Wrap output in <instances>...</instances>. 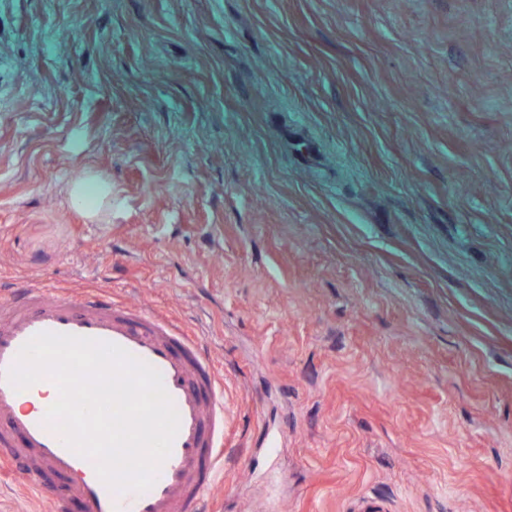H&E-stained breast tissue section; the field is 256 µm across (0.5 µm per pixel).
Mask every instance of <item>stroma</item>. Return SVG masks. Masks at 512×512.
<instances>
[{
  "mask_svg": "<svg viewBox=\"0 0 512 512\" xmlns=\"http://www.w3.org/2000/svg\"><path fill=\"white\" fill-rule=\"evenodd\" d=\"M1 280L207 341L211 512H512V0H0ZM88 189H91L95 195L94 207L87 205ZM68 199L71 205L83 209L88 217L95 219L99 207L112 210V184L96 175L87 173L70 183Z\"/></svg>",
  "mask_w": 512,
  "mask_h": 512,
  "instance_id": "35a3bbf8",
  "label": "stroma"
}]
</instances>
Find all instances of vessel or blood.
Returning <instances> with one entry per match:
<instances>
[{"instance_id":"vessel-or-blood-1","label":"vessel or blood","mask_w":512,"mask_h":512,"mask_svg":"<svg viewBox=\"0 0 512 512\" xmlns=\"http://www.w3.org/2000/svg\"><path fill=\"white\" fill-rule=\"evenodd\" d=\"M43 332L119 345L160 372L180 424L150 489H110L94 459L70 449L44 414L23 408L22 394L6 374L21 347ZM224 451V381L201 337L157 311L113 302L96 289L73 293L25 284L0 293V465H20L21 477L49 499L54 512H66L72 496L83 512H201L224 469Z\"/></svg>"}]
</instances>
